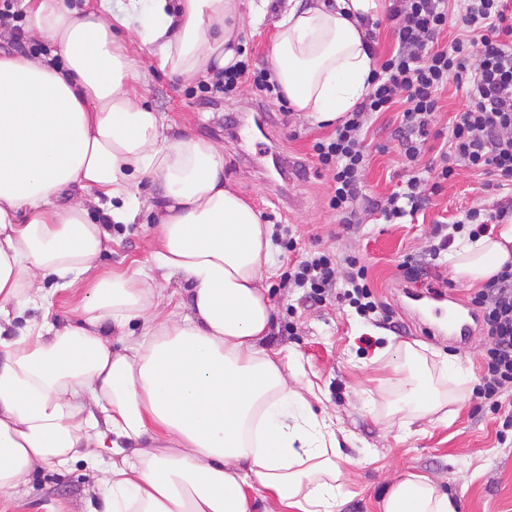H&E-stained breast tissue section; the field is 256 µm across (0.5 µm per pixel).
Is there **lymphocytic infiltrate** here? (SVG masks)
I'll use <instances>...</instances> for the list:
<instances>
[{"label": "lymphocytic infiltrate", "instance_id": "lymphocytic-infiltrate-1", "mask_svg": "<svg viewBox=\"0 0 512 512\" xmlns=\"http://www.w3.org/2000/svg\"><path fill=\"white\" fill-rule=\"evenodd\" d=\"M388 18L394 48L374 70L369 92L330 135L312 144L316 163L332 173L328 207L348 229L363 213L388 224L414 217L462 169L488 175V187L512 186V0H394ZM451 28L457 36L442 45V35ZM451 82L463 90L465 104L443 131L437 114ZM245 83L260 97L284 98L270 70L243 61L226 67L214 88L230 95ZM398 104L403 110L394 137L404 174L398 189L380 200L365 191L366 134L373 115ZM433 150L437 160L426 161ZM511 218L508 201L489 209L470 208L452 221L437 223V243L424 255L405 254L399 268L407 279L419 280L424 272L440 268L456 237L476 240L490 224ZM288 285L302 289L304 299L314 304L344 300L364 317L377 310L367 269L352 256L340 265L334 255L313 253L289 271ZM471 303L487 339L474 392L491 412H501V396L512 391V265H504Z\"/></svg>", "mask_w": 512, "mask_h": 512}]
</instances>
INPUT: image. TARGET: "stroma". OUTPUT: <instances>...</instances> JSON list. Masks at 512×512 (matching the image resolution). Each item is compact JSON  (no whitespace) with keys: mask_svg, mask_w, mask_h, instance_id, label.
<instances>
[{"mask_svg":"<svg viewBox=\"0 0 512 512\" xmlns=\"http://www.w3.org/2000/svg\"><path fill=\"white\" fill-rule=\"evenodd\" d=\"M241 0L243 22L238 29L240 59L270 66L275 14L259 18ZM141 60L135 95L141 104L165 118L175 132L187 131L224 147V182L258 212L277 237H293L298 252L325 250L337 259L354 256L368 268L371 289L394 319L404 323L395 334L354 308L330 301L309 304L298 291L285 287L288 259L272 247L267 288L274 323L267 349L281 351L312 383L314 412L336 431L344 456L342 488L336 512H383L382 502L391 483L408 474L426 475L455 497L458 512H512V439L499 442V415L480 409L473 388L480 374V353L486 341L474 330L468 341L432 336L410 326L421 311L430 280L409 282L398 268L402 255L426 250L436 221L452 219L469 208L491 206L494 195L484 191L483 177L460 171L434 205L410 224H364L343 232L327 206L332 183L330 171L319 168L312 157L315 138L327 128L291 115L283 119L280 105L241 87L227 98L215 94L201 100L197 82L161 71L151 45L132 42ZM397 115L384 112L370 128V163L366 189L384 197L400 182L401 158L389 136ZM289 160V169L275 170L272 157ZM141 212L135 223L111 227L112 249L97 263L98 270L125 272L149 263L159 245L152 212L160 199L157 189L143 184ZM80 296L74 289L52 282L35 291L14 330L50 318L58 324L72 321ZM425 344L457 357L468 380L460 386L461 398L448 405L447 421L413 419L403 410L398 377L387 345ZM104 474L84 462L69 471L31 474L10 492L11 512H37L52 499L68 502L72 512H83L86 499L100 495Z\"/></svg>","mask_w":512,"mask_h":512,"instance_id":"1","label":"stroma"}]
</instances>
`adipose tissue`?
Instances as JSON below:
<instances>
[{
	"label": "adipose tissue",
	"instance_id": "ef3b65f1",
	"mask_svg": "<svg viewBox=\"0 0 512 512\" xmlns=\"http://www.w3.org/2000/svg\"><path fill=\"white\" fill-rule=\"evenodd\" d=\"M23 7L28 35L65 63L0 57V319L48 279L85 294L75 322L0 337V497L34 471L81 460L107 474L85 512H251L249 494L261 489L289 512H336V435L264 346L270 228L225 186L221 146L163 135L160 115L129 92L140 68L128 30L156 46L160 69L212 77L237 60L240 0H151L139 19L112 0ZM382 8L283 0L271 60L295 112L331 122L367 93L377 59L365 23ZM145 182L162 190L150 268L92 275L109 224L135 221ZM76 189L82 200L64 203ZM92 205L105 223L90 220ZM509 263L512 222L462 244L452 276L472 287ZM159 276L186 289L188 315L169 311ZM135 321L137 336L127 332ZM435 380L406 379L415 418L442 409ZM383 512L456 508L430 478L409 474Z\"/></svg>",
	"mask_w": 512,
	"mask_h": 512
}]
</instances>
